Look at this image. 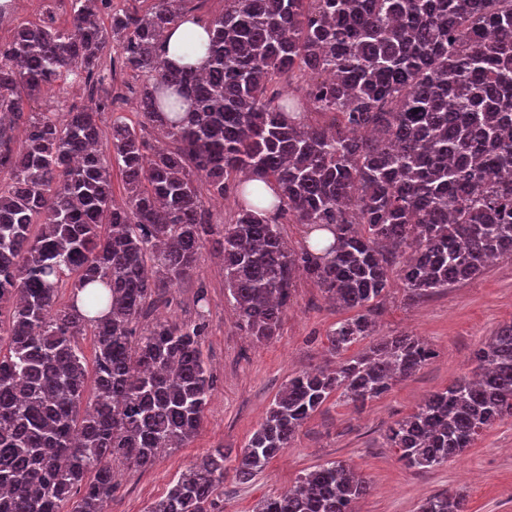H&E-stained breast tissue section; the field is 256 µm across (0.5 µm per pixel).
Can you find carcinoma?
<instances>
[{
    "label": "carcinoma",
    "mask_w": 512,
    "mask_h": 512,
    "mask_svg": "<svg viewBox=\"0 0 512 512\" xmlns=\"http://www.w3.org/2000/svg\"><path fill=\"white\" fill-rule=\"evenodd\" d=\"M69 23L20 24L0 41V512H101L115 489L111 461L147 469L162 448L197 433L214 387L202 357L205 315L137 331L153 296L198 267L209 241L239 325L279 335L296 272L343 310L332 369L288 379L236 455L248 483L290 447L337 393L355 408L433 356L408 334L375 336L377 304L395 274L410 300L512 259V0H224L203 22L204 73L170 66L161 34L194 15V0L119 11L113 0H67ZM104 14L110 24L100 22ZM146 81L135 125L105 130L111 106L27 112L25 101L69 77L102 82L113 47ZM331 122L313 125L299 96ZM163 130L148 147L145 124ZM123 175L115 203L110 158ZM277 187L263 206L247 184L234 218L214 220L197 185L225 198L240 174ZM283 224H315L334 241L288 247ZM39 226L38 233L32 232ZM71 285L72 300L58 303ZM87 291L85 307L78 293ZM94 336L95 396L77 338ZM475 368L427 395L386 430L409 468L461 456L512 417V323L473 353ZM224 449L197 459L151 512H222ZM368 482L327 460L259 512H356ZM420 512H467L442 492Z\"/></svg>",
    "instance_id": "cac0c4a2"
}]
</instances>
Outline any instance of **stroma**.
I'll list each match as a JSON object with an SVG mask.
<instances>
[{"mask_svg":"<svg viewBox=\"0 0 512 512\" xmlns=\"http://www.w3.org/2000/svg\"><path fill=\"white\" fill-rule=\"evenodd\" d=\"M101 68L108 76L93 94L79 92L70 79L27 101L26 111L65 112L93 106L107 96L112 108L102 117L104 125L117 116L135 120L139 79L127 69H112L107 56ZM201 293L207 298L203 307L197 304ZM200 313L209 324L203 357L215 379L203 422L185 447L165 449L148 469L113 461L118 487L107 504L109 512H150L178 476L208 450L224 449L227 467H234L235 456L288 379L335 361L328 335L348 316L301 274L280 336L257 342L237 324L224 293V263L208 243L201 248L196 271L150 305L140 323L191 320ZM510 322L512 259L494 261L473 279L416 302L406 298L398 278H391L376 315L379 335L419 336L433 350V358L363 410L330 396L257 479L241 485L226 476L224 512H258L264 500L292 488L300 476L327 460L351 465L368 481L370 489L358 501L357 512H419L426 498L444 491L465 495L468 512H512V418L484 430L462 456L429 471L407 468L385 438L387 428L409 416L424 397L470 373L474 350Z\"/></svg>","mask_w":512,"mask_h":512,"instance_id":"1","label":"stroma"}]
</instances>
